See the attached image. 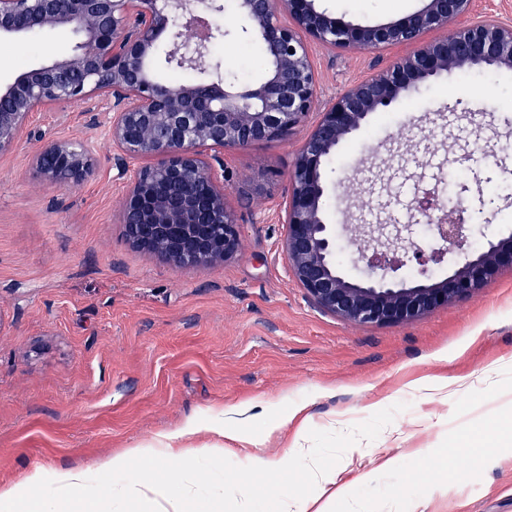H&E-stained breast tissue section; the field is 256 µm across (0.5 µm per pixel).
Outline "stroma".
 Wrapping results in <instances>:
<instances>
[{
  "mask_svg": "<svg viewBox=\"0 0 512 512\" xmlns=\"http://www.w3.org/2000/svg\"><path fill=\"white\" fill-rule=\"evenodd\" d=\"M359 25L414 13L424 0H315ZM227 34L211 51L224 75L260 83L258 42L242 38L234 0ZM75 44L53 30L19 48L0 43V79L61 56ZM318 103L376 74L405 46L379 50L310 44ZM487 92L472 100L467 80ZM97 102L33 114L44 139L95 146L82 183L58 187L34 175L27 137L0 154V483L34 469L95 468L103 458L252 404L249 430L300 405L309 447L351 487L337 512H512V267L469 296L398 324H356L320 309L284 254L278 212L299 150L318 116L287 135L224 153V191L241 246L226 261L174 268L131 248L119 222L125 181ZM373 149H366V142ZM512 69L457 73L424 85L331 156L328 218L343 274L360 277L363 224L410 226L428 185L461 206L470 249L512 236ZM505 368L496 384L430 399L412 389L424 375L474 377ZM401 468L363 483L383 455Z\"/></svg>",
  "mask_w": 512,
  "mask_h": 512,
  "instance_id": "35a3bbf8",
  "label": "stroma"
}]
</instances>
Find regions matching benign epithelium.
Masks as SVG:
<instances>
[{
  "mask_svg": "<svg viewBox=\"0 0 512 512\" xmlns=\"http://www.w3.org/2000/svg\"><path fill=\"white\" fill-rule=\"evenodd\" d=\"M282 4L292 23L277 17ZM472 0H425L398 20L361 26L319 11L314 0H236L242 32L258 39L270 60L264 80L240 89L224 80V64L211 45L227 35L205 17L224 12L222 0H0V40L36 30L79 36L72 53L21 71L0 84V153L19 140L32 113L59 104L104 99L112 117L109 137L123 159L151 163L127 178L119 211L127 243L177 267L213 266L237 253V216L224 193L220 151L280 138L305 122L317 104V76L308 45L375 50L416 44L378 74L349 87L320 111L291 173L280 223L294 277L322 309L361 324L403 323L469 295L512 267V236L466 249L469 227L453 206L437 203L422 187L414 216L430 225L436 247L425 253L397 224H365L363 275L345 278L337 267L336 234L327 217V160L368 119L388 111L425 82L454 71L512 68V22L494 16L462 23L448 36H422L468 14ZM196 37L190 39L187 33ZM169 37L166 63L198 71L174 90L154 69L158 38ZM33 170L60 187L82 182L93 154L84 141L45 142L33 153ZM455 248L462 263L433 280L421 271L410 281L395 273L414 260L425 267Z\"/></svg>",
  "mask_w": 512,
  "mask_h": 512,
  "instance_id": "obj_1",
  "label": "benign epithelium"
}]
</instances>
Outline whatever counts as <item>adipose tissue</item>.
Instances as JSON below:
<instances>
[{"instance_id": "ef3b65f1", "label": "adipose tissue", "mask_w": 512, "mask_h": 512, "mask_svg": "<svg viewBox=\"0 0 512 512\" xmlns=\"http://www.w3.org/2000/svg\"><path fill=\"white\" fill-rule=\"evenodd\" d=\"M250 411V405L244 404L220 420L187 419L155 442L101 460L92 472L80 467L62 469L48 480L41 470H33L22 481L0 483V507L8 512H102L109 505L126 502L135 504L136 512H212L207 492L199 490L195 481L199 463L223 469L225 454L236 450L248 460L250 472L275 479L283 473V459L269 456L265 448L287 428V421L271 418L257 435L245 427ZM203 429L217 435L218 443L192 446L191 437ZM305 432V427H298L289 446L314 492L304 496L281 490L280 512H335L337 502L348 498L349 487L339 483L335 469L322 465L314 449L305 447ZM163 456L180 459V469L152 474L154 462Z\"/></svg>"}]
</instances>
